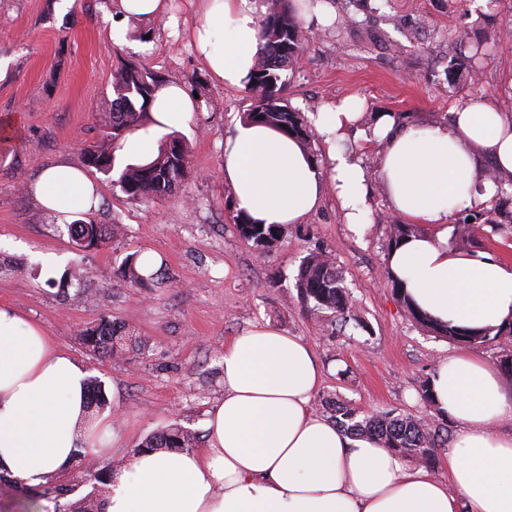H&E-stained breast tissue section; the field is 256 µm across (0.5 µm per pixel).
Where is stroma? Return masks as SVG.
Returning <instances> with one entry per match:
<instances>
[{"label": "stroma", "mask_w": 512, "mask_h": 512, "mask_svg": "<svg viewBox=\"0 0 512 512\" xmlns=\"http://www.w3.org/2000/svg\"><path fill=\"white\" fill-rule=\"evenodd\" d=\"M0 0V302L40 324L55 346L100 380L117 415L99 452L81 455L60 483L69 500L95 475L123 464L150 435L179 424L204 448L207 410L224 395L226 337L267 323L311 343L327 373L313 400L335 398L360 417L383 411L428 418L420 385L455 342L417 322L385 270L395 216L386 204L353 234L332 196L305 223L289 226L268 251L231 219L224 144L250 103L243 89L211 81L187 37L203 16L198 0H166L164 15L124 17L118 0ZM327 27H308L283 96L301 114L344 95L368 113L393 112L424 126L470 95L512 79V0H331ZM126 32L123 41L113 29ZM486 53L469 56L477 44ZM134 64L208 100L175 129L188 144L186 175L162 197L129 200L111 176L88 167L84 151L103 135L112 76ZM66 158L84 167L101 196L89 218L120 224L102 246L76 251L56 215L29 192L41 172ZM153 251L161 265L145 287L124 282L128 255ZM329 253L355 315L338 327L313 312L295 287L305 256ZM109 317L132 336L118 356H101L82 329Z\"/></svg>", "instance_id": "stroma-1"}]
</instances>
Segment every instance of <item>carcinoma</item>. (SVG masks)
Wrapping results in <instances>:
<instances>
[{
    "label": "carcinoma",
    "instance_id": "1",
    "mask_svg": "<svg viewBox=\"0 0 512 512\" xmlns=\"http://www.w3.org/2000/svg\"><path fill=\"white\" fill-rule=\"evenodd\" d=\"M266 13L261 21L262 46L258 62L250 76L248 87L255 93L249 108L243 113L246 120L255 121L309 144L314 132L301 113L292 108L282 96L286 75L300 52L305 50L306 39L288 0H266ZM164 83L161 76L136 66H123L112 79L111 112L106 120L105 133L101 140L86 149L88 163L100 161L105 172H113L115 158L112 142L124 134L145 126L149 117V106L158 87ZM188 154L181 139L174 137L160 146L155 157L146 162H129L117 171L112 184L130 199L162 197L171 192L184 175ZM473 221H468V218ZM240 235L264 251L270 248L283 234L280 227L259 226L238 213L233 217ZM508 221H496L487 213L465 214L458 219L455 243L465 247L472 241L475 228L488 226L492 231H506ZM68 233L77 246L98 247L106 240L107 229L93 221L74 220L67 225ZM119 274L133 286H144L153 279L140 271L138 258L130 256L123 262ZM296 288L303 302L313 304V310L331 312L341 325L352 319L351 302L336 271V265L325 252H312L301 263L296 276ZM408 311L414 319L456 343L483 344L493 340L487 333L458 326H439L427 316L413 308ZM84 341L97 353L114 355L124 350L129 333L125 327L110 318H103L89 329L82 331ZM87 409L98 410L106 405L104 385L94 379L88 383ZM331 418L337 425L356 435L379 437L384 446L397 455L413 461L431 465L436 461L438 449L445 447L448 437L442 427L433 420L416 419L396 415L392 411L381 412L364 420L358 419L356 410L345 403L334 401L327 405ZM193 434L178 425L147 438L143 448H164L171 452L183 451L192 445ZM112 469H102L95 476L96 484L85 497L68 502L56 512H97L100 498Z\"/></svg>",
    "mask_w": 512,
    "mask_h": 512
}]
</instances>
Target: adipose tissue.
<instances>
[{
    "mask_svg": "<svg viewBox=\"0 0 512 512\" xmlns=\"http://www.w3.org/2000/svg\"><path fill=\"white\" fill-rule=\"evenodd\" d=\"M201 3L197 54L217 83L245 87L262 44V0ZM201 108L181 83H164L126 150L153 157L158 134ZM308 118L322 142L319 159L276 129L236 123L224 182L237 210L260 224H300L329 191L357 234L383 194L393 216L422 227L386 258L416 307L457 326L512 322V263L448 245L456 211L489 209L498 188L512 185V98L474 94L423 127L390 112L366 117L356 94ZM373 147L371 171L361 154ZM31 192L64 219L99 204L95 183L64 161ZM222 361L224 396L205 420L206 448L132 453L112 477L103 512H512V433L498 429L512 419V395L490 363L458 352L431 378L435 408L456 423L443 481L406 465L379 438L349 434L313 411L324 368L301 337L254 324L225 340ZM88 377L38 323L0 304L1 475L29 490L78 460Z\"/></svg>",
    "mask_w": 512,
    "mask_h": 512,
    "instance_id": "obj_1",
    "label": "adipose tissue"
}]
</instances>
